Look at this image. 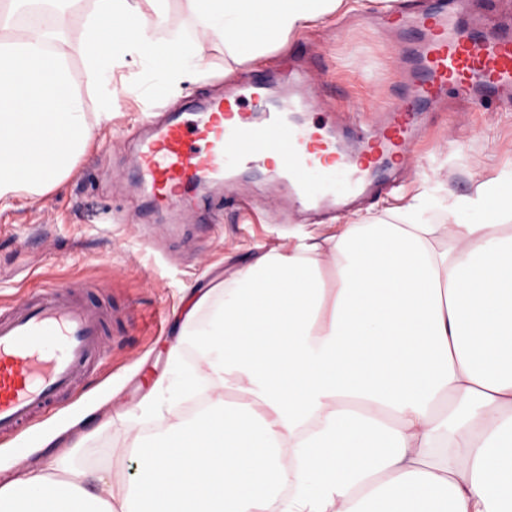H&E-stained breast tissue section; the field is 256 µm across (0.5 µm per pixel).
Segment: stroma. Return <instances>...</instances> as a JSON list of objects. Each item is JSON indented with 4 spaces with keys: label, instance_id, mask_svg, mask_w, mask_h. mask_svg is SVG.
<instances>
[{
    "label": "stroma",
    "instance_id": "stroma-1",
    "mask_svg": "<svg viewBox=\"0 0 512 512\" xmlns=\"http://www.w3.org/2000/svg\"><path fill=\"white\" fill-rule=\"evenodd\" d=\"M380 13L372 0L366 8L291 35V49L307 48L308 68L320 81L312 118L329 110L344 119L357 110L370 121L375 108L406 93L396 49L403 36L397 29L373 25ZM206 61L204 80L185 84L180 94L166 97L150 112L140 94L157 83V75L131 59L117 67L115 77L129 80L138 92L124 98L112 122L101 127L76 173L36 204L20 197L0 210V311L28 298L40 282L51 281L116 309L123 318L119 332L106 335L104 352L91 362L82 383L61 396L51 413L0 436V482L17 477L19 466L43 464L49 456L43 443L50 437L58 453H72L75 463L108 452L113 469L136 477V458L122 453L130 431L165 425L199 392L178 384L193 369L192 339L177 337L174 329L187 289L219 273L230 275L245 255L294 243L296 234L325 238L337 231L332 221L314 224L282 213L273 191L275 178L262 170L237 176L238 187L259 198L261 211L249 219L229 208L215 212L211 194L221 184L217 178L200 188L192 217L152 204L132 163L146 129L143 115L155 122L185 118L189 106H203L225 81L286 66L288 56L273 49L259 61L240 63L219 43L209 48ZM422 125L417 161L388 174L381 191L342 222L361 217L397 224L404 219L403 207L414 199L420 223L444 224L452 217L462 223L480 221V214L458 212L457 205L480 183L512 179V112L459 96L444 110L424 113ZM176 342L181 351L174 359L169 351ZM158 380L164 384L160 404L144 410L143 399ZM92 418L100 420V429L79 448L69 449L68 440Z\"/></svg>",
    "mask_w": 512,
    "mask_h": 512
}]
</instances>
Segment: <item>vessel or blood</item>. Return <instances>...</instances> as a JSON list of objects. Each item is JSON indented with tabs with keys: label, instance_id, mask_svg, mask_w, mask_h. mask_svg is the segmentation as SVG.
Segmentation results:
<instances>
[{
	"label": "vessel or blood",
	"instance_id": "vessel-or-blood-1",
	"mask_svg": "<svg viewBox=\"0 0 512 512\" xmlns=\"http://www.w3.org/2000/svg\"><path fill=\"white\" fill-rule=\"evenodd\" d=\"M404 18L418 32L404 58L411 96L388 106L370 136L300 123L297 113L318 96L302 69L289 72L274 101L258 77L208 100L197 119L140 140L135 168L153 201L186 214L195 209L202 174L223 169L229 185L236 168L275 166L289 212L342 214L409 159L421 109L452 92L497 105L512 100V23L471 19L464 0ZM340 170L347 174L342 193L333 188ZM105 323L101 310L61 285L40 286L0 312V435L53 410L99 353Z\"/></svg>",
	"mask_w": 512,
	"mask_h": 512
}]
</instances>
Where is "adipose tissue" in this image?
Segmentation results:
<instances>
[{"mask_svg": "<svg viewBox=\"0 0 512 512\" xmlns=\"http://www.w3.org/2000/svg\"><path fill=\"white\" fill-rule=\"evenodd\" d=\"M167 2L70 0L99 119L133 91L112 75L126 58L175 94L210 45L254 61L349 5L181 0L198 36L180 44L155 37ZM69 47L50 13L0 41V205L60 188L94 139ZM463 205L484 222L344 224L188 292L206 410L134 432L137 480L56 456L1 484L0 512H512V183Z\"/></svg>", "mask_w": 512, "mask_h": 512, "instance_id": "obj_1", "label": "adipose tissue"}]
</instances>
